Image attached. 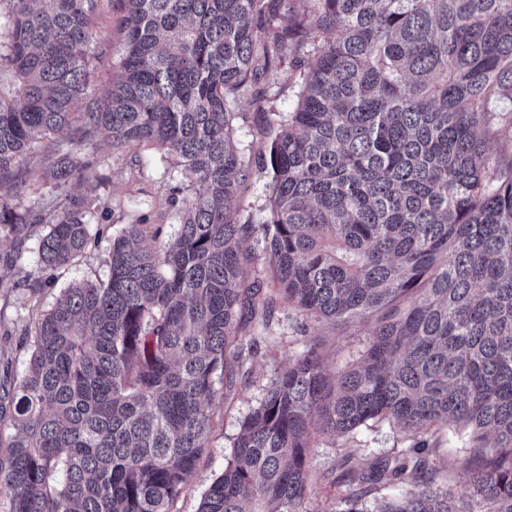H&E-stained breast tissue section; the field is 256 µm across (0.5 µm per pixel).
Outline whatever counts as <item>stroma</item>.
<instances>
[{"label": "stroma", "instance_id": "1", "mask_svg": "<svg viewBox=\"0 0 512 512\" xmlns=\"http://www.w3.org/2000/svg\"><path fill=\"white\" fill-rule=\"evenodd\" d=\"M120 17L119 0H99L93 26L100 57L93 62L86 102L104 104L105 92L116 77L111 58L112 48L119 42ZM289 70V63L282 62L277 68L261 73L258 85L267 88L270 94L267 101H256L247 93L237 102L233 120L236 137L241 145L249 147L251 155L264 150L268 140L266 112H286L295 103L288 87ZM86 102L77 103V110H84ZM87 153L94 167L88 179L71 184L68 192L98 204L95 223L104 230L101 241L89 244L70 264L52 270L40 266L31 253L17 263L0 259V279L6 284L5 290H0V365L9 364L15 381L25 372L30 355L29 338L36 319L52 307L61 290L73 283L107 278L113 235L138 221L161 227L166 237L178 228L176 209L171 203L168 162L155 146H134L116 153L100 140L89 145ZM295 323L294 311L285 305L277 306L270 319L258 316L247 322L244 334L256 341L258 351L247 366L246 377L237 379L225 396L217 399L218 425L211 435L210 448L201 458L195 477L174 503L172 512H197L204 490L223 472L231 456L241 422L259 406L276 372L287 365L289 355L301 350L303 336L295 334ZM367 333L363 326L342 334L327 325L311 322L306 334L324 339L327 368L332 371L356 358ZM408 445L404 433L386 423L348 435L316 437L308 460L317 480L301 512H333L346 492L345 486L336 482V462L341 456L351 455L353 463L358 465L364 458L387 455ZM469 454L465 438L453 429H445L439 449L444 483L457 489L465 485L467 473L462 463Z\"/></svg>", "mask_w": 512, "mask_h": 512}]
</instances>
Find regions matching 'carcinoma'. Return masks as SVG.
I'll use <instances>...</instances> for the list:
<instances>
[{"label":"carcinoma","mask_w":512,"mask_h":512,"mask_svg":"<svg viewBox=\"0 0 512 512\" xmlns=\"http://www.w3.org/2000/svg\"><path fill=\"white\" fill-rule=\"evenodd\" d=\"M118 79L90 85L98 0H0V184L47 152L54 188L90 166L84 146L153 144L194 192L179 228L128 224L109 275L71 285L34 325L29 367L0 394L15 434L0 455L9 512H171L209 448L214 403L256 354L240 328L282 302L302 319L365 325L359 358L330 373L323 340L288 357L243 421L199 512H300L314 435L387 421L411 441L355 468L335 512H512V0H122ZM288 75L258 169L234 108L257 67ZM265 218L241 222L255 172ZM98 207L0 195V253L54 269L100 237ZM47 225L36 235L34 228ZM36 239L35 248L27 247ZM271 293L245 279L249 240ZM474 448L457 491L439 482L442 428Z\"/></svg>","instance_id":"obj_1"}]
</instances>
